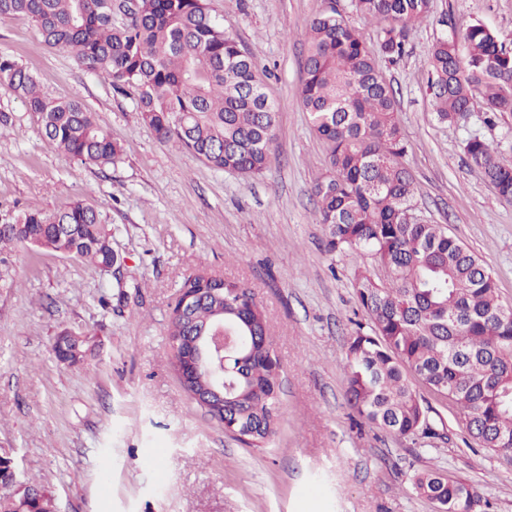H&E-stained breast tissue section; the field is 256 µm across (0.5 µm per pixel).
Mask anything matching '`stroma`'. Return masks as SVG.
<instances>
[{
    "label": "stroma",
    "instance_id": "1",
    "mask_svg": "<svg viewBox=\"0 0 512 512\" xmlns=\"http://www.w3.org/2000/svg\"><path fill=\"white\" fill-rule=\"evenodd\" d=\"M332 2L376 40L351 0H210L278 105L269 163L254 179L159 142L107 78L46 47L27 17L0 20V53L49 98L83 103L122 150L112 166L79 164L47 141L21 98L0 90L10 119L0 134V214L88 201L119 258L107 273L0 247V455H10L19 483L51 497L52 512H436L411 487L431 466L479 488L490 512H512V462L480 447L451 402L416 385L436 431L422 444L370 426L346 401L345 344L370 325L353 288L365 261L326 247L313 186L330 168L329 149L300 103L302 35ZM475 22L512 48V0H433L407 54L382 69L408 144L413 216L469 247L512 304V202L464 152L477 134L512 162V113L489 124L478 107L442 123L427 88L432 45L443 39L465 53L461 33ZM201 269L244 282L270 323L279 425L266 447L225 432L170 367L169 314L183 277ZM65 330L95 344L84 363L55 358Z\"/></svg>",
    "mask_w": 512,
    "mask_h": 512
}]
</instances>
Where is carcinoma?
I'll return each mask as SVG.
<instances>
[{"mask_svg":"<svg viewBox=\"0 0 512 512\" xmlns=\"http://www.w3.org/2000/svg\"><path fill=\"white\" fill-rule=\"evenodd\" d=\"M378 28V50L331 7L303 34L307 45L301 105L328 145L330 170L314 186L317 223L329 251L346 248L369 260L353 288L371 321L345 347L346 400L358 417L399 437L430 438L434 430L414 390L416 379L454 402L469 434L512 461V305L502 302L482 260L445 227L410 217L414 180L397 119L396 92L378 67L405 53L407 33L430 12L431 0H352ZM124 15L116 24L113 11ZM28 17L44 44L72 54L86 70L106 76L115 91L135 98L143 121L162 143L175 141L196 159L254 178L267 167L277 108L252 56L224 35L208 0H0V19ZM466 56L437 41L428 59V87L437 119L454 124L481 96L495 116L512 112V49L481 23L462 33ZM0 89L24 99L45 136L82 165L105 166L121 147L95 115L75 101L50 99L33 76L0 55ZM465 153L499 197L512 202V164L486 140L470 137ZM0 244L20 242L108 272L117 263L112 235L99 213L76 201L58 211H21L4 219ZM384 269L376 277L371 265ZM224 306V324L259 344L245 374L229 372L224 415L265 447L278 423L280 366L268 321L251 290L224 280V300L199 305L194 324L169 319V335L191 336ZM412 489L438 512H487L477 488L441 467L412 477ZM0 512H51V501L28 486Z\"/></svg>","mask_w":512,"mask_h":512,"instance_id":"carcinoma-1","label":"carcinoma"}]
</instances>
